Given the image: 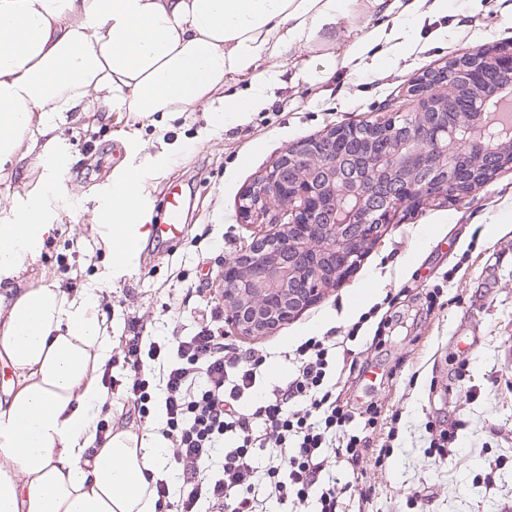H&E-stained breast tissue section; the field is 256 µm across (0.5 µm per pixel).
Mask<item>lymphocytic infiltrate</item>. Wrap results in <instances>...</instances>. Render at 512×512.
Segmentation results:
<instances>
[{"label":"lymphocytic infiltrate","mask_w":512,"mask_h":512,"mask_svg":"<svg viewBox=\"0 0 512 512\" xmlns=\"http://www.w3.org/2000/svg\"><path fill=\"white\" fill-rule=\"evenodd\" d=\"M197 330L158 343L134 330L125 343L129 368L127 398L146 416L149 384L145 360L158 362L165 395L160 432L171 442L184 490L176 512H259L253 491V456L271 450L264 474L269 498L300 512L315 502L317 512H338L335 478L319 481L328 434L344 430L341 455L357 467L364 441L346 433L350 411L336 397V348L332 336H312L291 353L297 369L282 386L252 400L266 356L243 357L224 340L223 309L210 295Z\"/></svg>","instance_id":"obj_1"}]
</instances>
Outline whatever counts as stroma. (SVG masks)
I'll return each instance as SVG.
<instances>
[{"label": "stroma", "mask_w": 512, "mask_h": 512, "mask_svg": "<svg viewBox=\"0 0 512 512\" xmlns=\"http://www.w3.org/2000/svg\"><path fill=\"white\" fill-rule=\"evenodd\" d=\"M409 32L403 57L384 52L381 66L343 69L323 84L296 79L293 60L270 61L277 80L267 102L241 123L217 125L201 108L141 117L101 104L95 117L70 112L50 131L61 174L51 196L58 229L40 255L19 264L13 285L56 287L68 297L95 289L112 336L101 412L110 430L157 438L159 365L145 370L151 417L127 422L125 338L135 322L159 342L193 334L201 289L226 258L268 231L240 216L245 188L290 145L376 119L391 104L412 110L408 89L424 73L512 41V0H448L446 15ZM111 143L118 152L108 153ZM20 153L0 174V211L44 187L42 144L25 140ZM98 162L110 175L85 180L82 170ZM147 169L150 223L168 221L163 200L179 188L187 230L170 247L146 237L137 266L115 280L98 204L112 173ZM356 323L357 339L336 355V392L354 413L348 433H366L371 445L355 469L337 448L325 451L324 473L342 489L340 512H512V163L467 195L400 211L353 273L269 335L224 334L238 350L269 353L261 377L269 389L293 375L284 351L310 336L346 335ZM361 402L374 404V424L356 414ZM448 430L455 441L447 455H430Z\"/></svg>", "instance_id": "1"}]
</instances>
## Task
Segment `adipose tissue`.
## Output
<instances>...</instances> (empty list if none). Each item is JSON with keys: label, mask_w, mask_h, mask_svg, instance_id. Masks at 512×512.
I'll use <instances>...</instances> for the list:
<instances>
[{"label": "adipose tissue", "mask_w": 512, "mask_h": 512, "mask_svg": "<svg viewBox=\"0 0 512 512\" xmlns=\"http://www.w3.org/2000/svg\"><path fill=\"white\" fill-rule=\"evenodd\" d=\"M447 9L448 0H0V171L34 124L98 103L147 117L212 108L219 92L218 121H242L267 100L275 74L264 61L307 51L298 77L324 83L340 67L364 68L376 43L400 51L409 22ZM362 16L382 23L333 53ZM243 80L248 92L233 90ZM146 177L112 178L116 279L149 233ZM55 229L42 192L0 216V284ZM95 308L90 288L0 294V360L14 375L0 398V512H157L154 482L171 477L173 460L125 430L97 436L112 338Z\"/></svg>", "instance_id": "adipose-tissue-1"}]
</instances>
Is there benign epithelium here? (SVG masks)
Returning a JSON list of instances; mask_svg holds the SVG:
<instances>
[{
  "instance_id": "benign-epithelium-1",
  "label": "benign epithelium",
  "mask_w": 512,
  "mask_h": 512,
  "mask_svg": "<svg viewBox=\"0 0 512 512\" xmlns=\"http://www.w3.org/2000/svg\"><path fill=\"white\" fill-rule=\"evenodd\" d=\"M512 85V44L472 51L426 74L410 95L416 112L333 127L286 148L240 197L243 219L275 231L224 260V320L241 336H265L317 302L359 264L408 203L441 199L466 181L462 156L512 138L490 118ZM468 97L469 123L448 113Z\"/></svg>"
}]
</instances>
